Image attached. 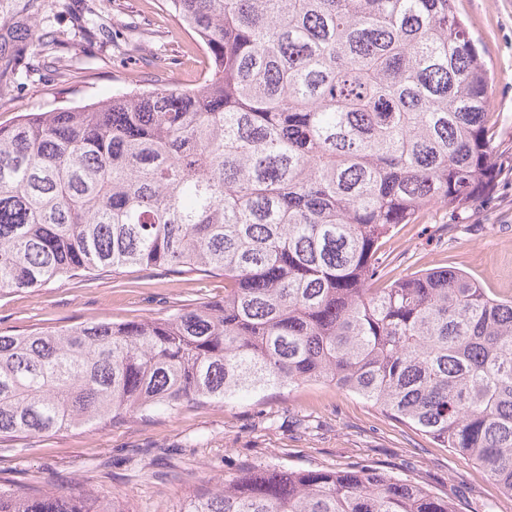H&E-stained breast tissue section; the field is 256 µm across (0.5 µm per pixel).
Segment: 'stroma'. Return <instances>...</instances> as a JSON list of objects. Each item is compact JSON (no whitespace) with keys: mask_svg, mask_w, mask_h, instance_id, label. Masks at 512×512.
<instances>
[{"mask_svg":"<svg viewBox=\"0 0 512 512\" xmlns=\"http://www.w3.org/2000/svg\"><path fill=\"white\" fill-rule=\"evenodd\" d=\"M111 29L89 35L64 69L39 52L0 107V126L24 112L91 104L150 84L185 87L206 69L204 50L160 0H99ZM490 71L495 141L512 156V0H454ZM385 250L390 279L434 267L463 272L512 297V173L458 215L432 208L399 225ZM220 277L180 280L158 267L132 268L0 292V332L18 334L83 321L123 322L223 299ZM373 464L462 502L464 512H512V497L470 458L387 417L327 383L267 390L226 405H185L102 430L71 429L0 445V487L20 495L91 489L124 512H179L199 486L260 465L344 469Z\"/></svg>","mask_w":512,"mask_h":512,"instance_id":"1","label":"stroma"}]
</instances>
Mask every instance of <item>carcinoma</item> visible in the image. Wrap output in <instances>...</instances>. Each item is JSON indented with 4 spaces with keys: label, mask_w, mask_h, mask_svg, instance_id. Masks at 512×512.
Instances as JSON below:
<instances>
[{
    "label": "carcinoma",
    "mask_w": 512,
    "mask_h": 512,
    "mask_svg": "<svg viewBox=\"0 0 512 512\" xmlns=\"http://www.w3.org/2000/svg\"><path fill=\"white\" fill-rule=\"evenodd\" d=\"M454 0H163L205 50L147 87L0 126V291L134 266L224 298L0 334V442L323 382L484 467L512 496V298L447 267L384 283L383 246L502 173L490 77ZM0 0V102L69 44ZM0 512H124L0 488ZM181 512H460L374 465L249 467Z\"/></svg>",
    "instance_id": "1"
}]
</instances>
